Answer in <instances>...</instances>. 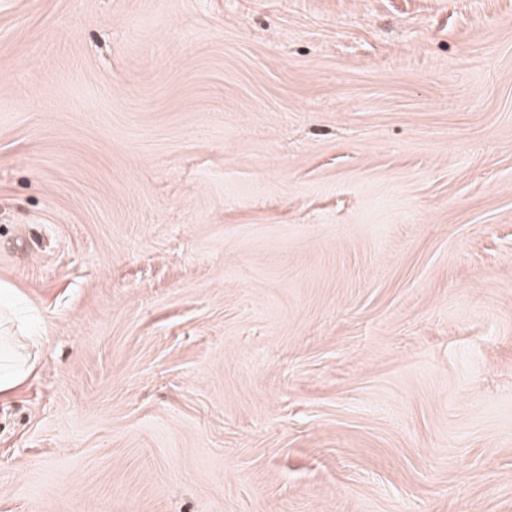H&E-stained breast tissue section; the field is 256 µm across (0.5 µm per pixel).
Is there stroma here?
<instances>
[{"instance_id": "obj_1", "label": "stroma", "mask_w": 512, "mask_h": 512, "mask_svg": "<svg viewBox=\"0 0 512 512\" xmlns=\"http://www.w3.org/2000/svg\"><path fill=\"white\" fill-rule=\"evenodd\" d=\"M0 512H512V0H0ZM4 372L0 367V393H9L21 384L28 374L33 370L35 359L33 352L26 353L23 357L13 356L6 360Z\"/></svg>"}]
</instances>
